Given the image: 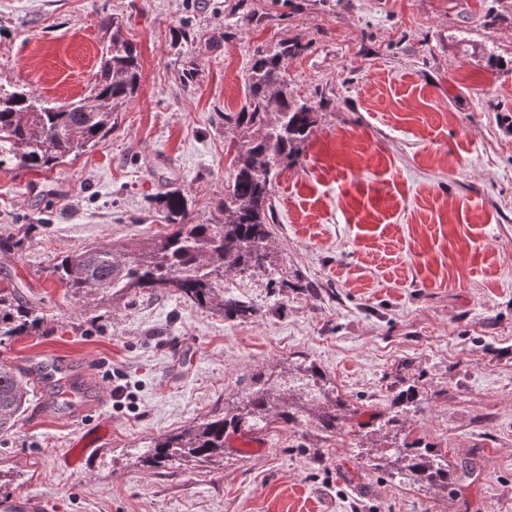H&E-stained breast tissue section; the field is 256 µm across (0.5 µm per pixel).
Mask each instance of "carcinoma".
Here are the masks:
<instances>
[{"mask_svg": "<svg viewBox=\"0 0 512 512\" xmlns=\"http://www.w3.org/2000/svg\"><path fill=\"white\" fill-rule=\"evenodd\" d=\"M103 27L111 36L102 48L100 80L89 96L55 105L0 86V165L49 169L97 145L112 130L116 112L139 88L142 68L138 51L123 36L120 24L106 19ZM301 50L290 42L272 52L256 50L246 104L239 112L224 113L234 153L224 192L213 200L220 222L195 223L184 193L168 190L159 200L164 231L135 246L106 240L54 259L49 272L66 293L96 295L109 303L144 294H175L193 306L242 321L253 317L258 307L228 293L224 279L233 276L242 285L259 278L268 288L288 287V268L277 263L270 245L278 170L297 159L317 119L315 106L288 94V59ZM40 324L36 307L22 302L15 291L0 290V343L27 336ZM28 382L27 371L0 363V433L10 430L25 411ZM292 389L317 391L325 399L315 419L330 436L343 431L342 420L357 415V409L336 397L316 365L295 361L279 371L253 372L228 406L154 439L142 462L150 468L181 462L219 464L230 436L263 431L272 423L287 427L301 421L298 408L276 395ZM389 452L390 475L403 483L446 489L476 470L473 464L453 468L444 455L420 448L398 433Z\"/></svg>", "mask_w": 512, "mask_h": 512, "instance_id": "carcinoma-1", "label": "carcinoma"}]
</instances>
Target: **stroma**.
<instances>
[{
	"instance_id": "obj_1",
	"label": "stroma",
	"mask_w": 512,
	"mask_h": 512,
	"mask_svg": "<svg viewBox=\"0 0 512 512\" xmlns=\"http://www.w3.org/2000/svg\"><path fill=\"white\" fill-rule=\"evenodd\" d=\"M251 13L250 23L237 18ZM115 17L143 80L105 140L48 170L0 166V285L44 320L0 362L55 359L104 398L77 420L30 390L0 434V512H512V0H0V84L64 103L99 76ZM302 44L288 90L317 122L274 185L278 298L228 319L176 296L66 295L54 258L160 231L186 196L212 224L256 50ZM315 363L348 404L387 414L414 387L405 432L463 490L374 468L393 432L327 436L310 417L234 435L223 465L143 466L148 442L223 407L259 368ZM124 383L129 396L116 400ZM101 435L79 464L73 445Z\"/></svg>"
}]
</instances>
